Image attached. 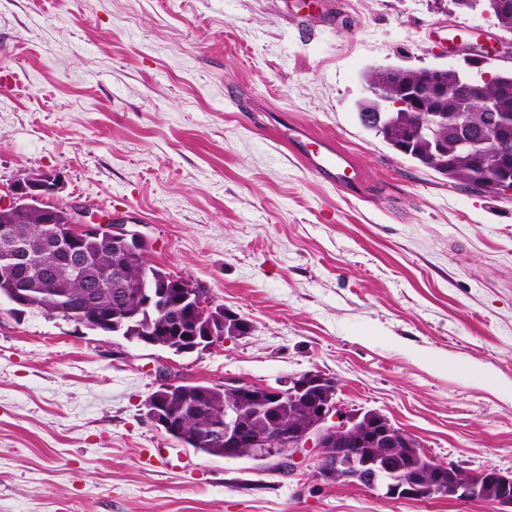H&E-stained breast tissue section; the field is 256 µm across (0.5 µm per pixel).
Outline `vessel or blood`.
I'll return each mask as SVG.
<instances>
[{
    "label": "vessel or blood",
    "mask_w": 512,
    "mask_h": 512,
    "mask_svg": "<svg viewBox=\"0 0 512 512\" xmlns=\"http://www.w3.org/2000/svg\"><path fill=\"white\" fill-rule=\"evenodd\" d=\"M290 149L321 180L342 190L360 182V170L352 155L334 141H312L305 126H288L283 133Z\"/></svg>",
    "instance_id": "vessel-or-blood-1"
}]
</instances>
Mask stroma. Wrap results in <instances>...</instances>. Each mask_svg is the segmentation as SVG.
<instances>
[{
  "instance_id": "35a3bbf8",
  "label": "stroma",
  "mask_w": 512,
  "mask_h": 512,
  "mask_svg": "<svg viewBox=\"0 0 512 512\" xmlns=\"http://www.w3.org/2000/svg\"><path fill=\"white\" fill-rule=\"evenodd\" d=\"M451 0H0V195L132 218L150 264L251 321L175 355L0 303V512H499L388 500L180 446L158 369L276 387L319 371L434 459L512 475V197L452 184L359 119L372 66L463 67ZM304 125L362 172L348 193L275 137Z\"/></svg>"
}]
</instances>
